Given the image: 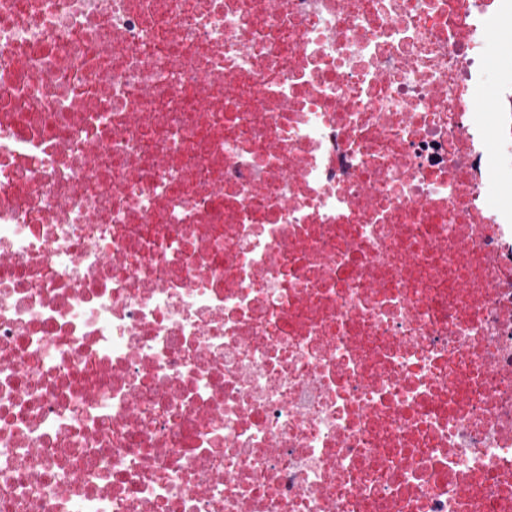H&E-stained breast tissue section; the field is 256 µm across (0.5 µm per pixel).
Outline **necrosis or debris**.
<instances>
[{
	"label": "necrosis or debris",
	"instance_id": "1",
	"mask_svg": "<svg viewBox=\"0 0 512 512\" xmlns=\"http://www.w3.org/2000/svg\"><path fill=\"white\" fill-rule=\"evenodd\" d=\"M493 0H0V512H512ZM511 87H512V81L511 84H507L503 87H498L493 84H484L480 86H476L473 89L474 96L480 101L481 106L485 101H488L491 97H494L498 100V112H497V121L498 125L501 119L508 117V120L510 122V115L506 112H500L499 110V98L504 97L505 93H511ZM495 104L491 102L487 106V112H494L495 111ZM487 112H485L483 106H482V113L480 114V117L482 119L483 125L487 131V136L489 139L492 140V120L487 115Z\"/></svg>",
	"mask_w": 512,
	"mask_h": 512
}]
</instances>
